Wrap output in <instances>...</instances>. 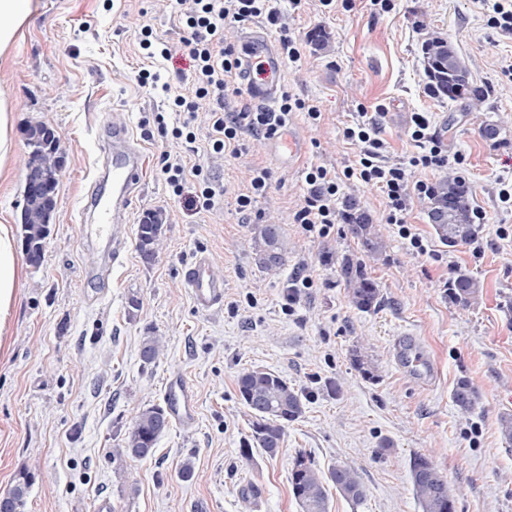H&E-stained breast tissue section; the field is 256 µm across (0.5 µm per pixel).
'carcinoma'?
Returning <instances> with one entry per match:
<instances>
[{
  "label": "carcinoma",
  "instance_id": "carcinoma-1",
  "mask_svg": "<svg viewBox=\"0 0 512 512\" xmlns=\"http://www.w3.org/2000/svg\"><path fill=\"white\" fill-rule=\"evenodd\" d=\"M423 51L433 94L446 96L454 102L485 97L482 89L472 86L464 61H459V64L465 79L458 83L449 77L446 58L434 50L433 43H426ZM31 147L33 150L28 160L29 168L43 173L56 169L48 146L33 143ZM435 200L450 207L447 220L434 225L443 244L456 247L473 243L483 236L484 225L469 221L472 217L473 193L466 183L453 178L441 182L436 188ZM350 210L352 216L348 232L360 242L366 255L381 254L384 244L370 217L353 204L350 205ZM23 229L27 253L31 259L36 260L41 256L40 245L46 238L48 225L41 221L37 213L26 211L23 214ZM158 237L159 232L152 231V225H139L138 250L144 260H152ZM255 260L259 266L268 270L284 264L285 248L278 225L260 224L256 228ZM340 270L355 307L369 311L379 304L380 289L374 280L367 277L362 261L346 256L341 261ZM448 293L455 303L469 307L478 302L481 287L475 278L460 271L450 282ZM159 351L157 337H144L141 346L144 362H153ZM236 390L240 401L251 412L252 440L267 455L275 456L285 441L288 423L299 419L303 414L301 396L285 379L264 369L241 372L236 380ZM452 401L461 411L469 412L476 405L477 393L468 381L462 379L453 390ZM169 427L168 414L163 408L151 406L143 409L134 419L125 437L124 446L116 449V454L135 459L152 457L159 438ZM412 477L415 497L422 512H455V499L446 479L427 458L417 456L413 459ZM32 481V475L25 470L16 474L14 485L9 491L13 499V512H23ZM329 482L336 491L355 503L362 502L366 497V489L353 470L337 466L325 476L304 455L296 457L290 484L300 512H329Z\"/></svg>",
  "mask_w": 512,
  "mask_h": 512
}]
</instances>
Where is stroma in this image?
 Returning a JSON list of instances; mask_svg holds the SVG:
<instances>
[{"label":"stroma","mask_w":512,"mask_h":512,"mask_svg":"<svg viewBox=\"0 0 512 512\" xmlns=\"http://www.w3.org/2000/svg\"><path fill=\"white\" fill-rule=\"evenodd\" d=\"M21 38L0 60V89L20 106L14 114L18 151L0 175V224L23 238L26 131L43 124L58 141L57 207L38 262L20 252V288L0 342V494L15 475L34 480L24 512H299L289 475L297 455L321 472L354 469L367 490L355 503L330 494V512H422L413 491L411 462L428 458L445 476L456 512H512V446L499 431L512 414V209L498 198L512 181V36L486 25L478 0H395L391 11L371 0L353 9L324 11L319 0H273L278 24L258 19L226 29L232 42L250 33L279 40L288 30L301 59L284 68L283 88L319 105L321 118L292 124L305 153L279 163L265 140L241 157L198 153L222 190L214 207L196 210L187 183L173 195L161 173L174 141L150 136L163 111L161 97L140 86L148 62L139 45L143 25L171 49L164 67L173 87L185 89L192 62L180 42V16L171 0H37ZM451 39L482 101L459 105L429 89L422 44ZM379 113L388 160L413 151L411 113L425 112L448 146L462 157L475 209L484 213L482 238L454 248L440 243L430 206L413 201L407 215L426 254L416 253L385 221L380 191L342 181L341 199L354 201L376 225L386 248L364 258L345 225L326 238L292 221L306 192V172L322 166L343 173L357 148L343 130L359 113ZM123 122L145 155L142 188L131 220L101 233L84 208L87 188L103 161L100 142L112 120ZM500 127L485 140L484 124ZM272 173L253 218L236 208L255 168ZM150 212L163 216L161 242L151 261L138 251L137 230ZM280 225L286 261L257 266L255 227ZM120 258L109 275L91 269L111 242ZM200 252L224 273V305L197 309L184 269ZM360 257L381 290V302L362 311L341 276L343 257ZM483 287L479 304L462 307L448 296L457 272ZM310 287L290 294L296 277ZM160 337L162 352L144 363V337ZM413 336L428 358L430 377L406 371L393 342ZM376 368L367 379L354 358ZM273 371L302 395L304 413L289 423L285 442L269 456L251 439L249 410L236 392L247 369ZM179 374L193 391L195 423L171 422L153 457L113 459L135 416L164 405V386ZM478 394L461 412L451 394L459 380ZM191 462L190 479L180 476Z\"/></svg>","instance_id":"35a3bbf8"}]
</instances>
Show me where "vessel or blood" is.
Returning <instances> with one entry per match:
<instances>
[{
    "label": "vessel or blood",
    "mask_w": 512,
    "mask_h": 512,
    "mask_svg": "<svg viewBox=\"0 0 512 512\" xmlns=\"http://www.w3.org/2000/svg\"><path fill=\"white\" fill-rule=\"evenodd\" d=\"M238 73L248 97L259 104L274 106L281 91L284 60L265 35L244 37L240 51ZM271 153L280 161L290 162L302 155L305 143L291 125H284L273 137ZM144 154L123 124H112L105 138L103 170L112 173V199L102 203L99 194L90 193L88 206L97 210L102 223L125 224L131 215L132 199L140 188ZM198 309L209 311L224 304V274L209 255L195 257L184 277ZM399 360L411 370L424 366L425 358L415 349L410 336L396 341ZM166 396L173 418L183 424L192 423L196 413V399L181 376L169 377Z\"/></svg>",
    "instance_id": "obj_1"
}]
</instances>
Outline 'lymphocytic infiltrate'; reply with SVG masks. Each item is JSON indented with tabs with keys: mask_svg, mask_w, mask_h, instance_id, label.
I'll list each match as a JSON object with an SVG mask.
<instances>
[{
	"mask_svg": "<svg viewBox=\"0 0 512 512\" xmlns=\"http://www.w3.org/2000/svg\"><path fill=\"white\" fill-rule=\"evenodd\" d=\"M182 15L184 36L182 44L194 63L191 85L188 91L172 89L163 81L160 72L143 70L140 82L161 89L168 108L176 112L175 123H167L164 115H156L157 134L160 138L176 140L187 152L195 154L197 133L195 120L200 109L210 114L211 132L204 149L217 154L227 152L238 156L246 152V136L268 139L288 123L293 114L303 113L308 120L321 116L317 104L283 92L278 111L270 112L253 106L245 97L241 87L232 80L238 70V48L225 42L227 25L245 23L256 18H266L276 23L277 16L271 0H175ZM236 99L238 106L225 111L226 99ZM415 150L401 163H389L384 155V143L379 137L376 117L360 113L356 123L347 127L344 136L358 147L356 159L346 167L342 177H335L327 168L316 166L306 176V194L302 204L293 214L294 223L307 232L318 236H329L335 226L347 223L348 210L339 206L341 196L340 179H355L376 187L386 203L387 223L397 225L402 238L408 239L417 253H426L427 248L419 236L413 234L406 215L413 198L431 199L433 183L416 180L413 170H444L461 167V158H449L442 140L432 131L429 119L422 113H414L409 128ZM162 172L174 195H181L187 181L196 185L195 205L208 210L216 196L215 182L200 165H187L178 157L164 155Z\"/></svg>",
	"mask_w": 512,
	"mask_h": 512,
	"instance_id": "lymphocytic-infiltrate-1",
	"label": "lymphocytic infiltrate"
}]
</instances>
